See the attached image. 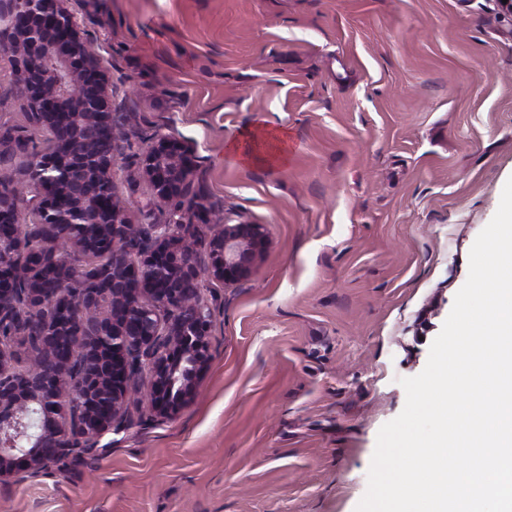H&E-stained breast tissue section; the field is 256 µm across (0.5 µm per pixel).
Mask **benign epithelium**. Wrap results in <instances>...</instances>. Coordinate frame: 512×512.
Instances as JSON below:
<instances>
[{
	"label": "benign epithelium",
	"instance_id": "obj_1",
	"mask_svg": "<svg viewBox=\"0 0 512 512\" xmlns=\"http://www.w3.org/2000/svg\"><path fill=\"white\" fill-rule=\"evenodd\" d=\"M0 48L12 53L31 125L51 133L15 181L0 184V224L15 222L24 194L40 243L0 233L3 481L123 429L145 362L154 416L172 418L193 401L211 322L195 245L209 251L208 276L232 283L255 265L265 231L224 223L191 244L171 224L130 220L112 192V90L67 0H0ZM28 143L0 125V155ZM137 165L158 201L188 192L193 160L177 141L159 138ZM20 340L38 368H15L9 347Z\"/></svg>",
	"mask_w": 512,
	"mask_h": 512
}]
</instances>
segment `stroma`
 Masks as SVG:
<instances>
[{"label":"stroma","mask_w":512,"mask_h":512,"mask_svg":"<svg viewBox=\"0 0 512 512\" xmlns=\"http://www.w3.org/2000/svg\"><path fill=\"white\" fill-rule=\"evenodd\" d=\"M121 116L114 191L161 137L192 193L263 225L253 271L204 279L211 359L174 418L132 409L95 452L0 482V512H356L512 177V16L499 0H69ZM29 128L0 50V120ZM288 135L245 164L244 129Z\"/></svg>","instance_id":"obj_1"}]
</instances>
